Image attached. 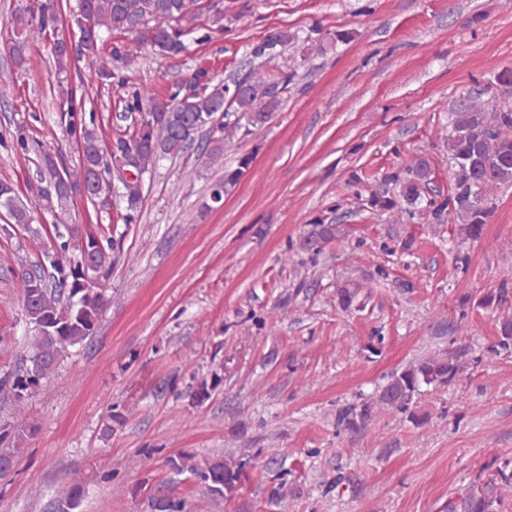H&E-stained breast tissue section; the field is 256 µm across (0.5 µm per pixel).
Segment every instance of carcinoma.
Segmentation results:
<instances>
[{
    "instance_id": "carcinoma-1",
    "label": "carcinoma",
    "mask_w": 512,
    "mask_h": 512,
    "mask_svg": "<svg viewBox=\"0 0 512 512\" xmlns=\"http://www.w3.org/2000/svg\"><path fill=\"white\" fill-rule=\"evenodd\" d=\"M193 2L78 0L73 14L79 16L88 41V45L80 46V52L89 59L98 57L102 31L107 30L131 34L127 42L112 47L111 59L117 63L128 61L144 44L163 56H178L186 50L184 37L196 20ZM35 19L38 34H55L63 22L62 0H41ZM290 41L288 33L279 31L253 44L250 55L254 59H274ZM50 55L62 102L67 104L62 113L76 135L80 166L69 169L58 150L38 151L37 197L51 210L64 209L80 197L105 208L117 198L123 205L126 224L133 222L142 207V179L122 178L121 190L117 191L110 180L96 174L98 166L114 164L122 168L133 164L139 173H149L161 158L185 150L204 129L209 133L205 150L216 161L224 155V136H232L240 127V123L230 122V117L245 118L252 126L264 124L281 109L294 81L292 72L278 70L257 76L249 71L229 84L212 87L205 73L199 71L168 96L140 85L121 102L126 112H145L146 120L125 128L109 147L97 128L79 120L73 107L75 91L64 87L71 73V47L56 37L52 39ZM447 146L454 166V195L448 202L459 214L466 236L477 239L491 214L490 195L512 183V110L490 112L482 94L467 97L452 111ZM407 172L412 178L403 185L402 196L415 200L420 189L430 184V166L420 159L408 165ZM0 207L7 210L13 223L30 227L28 209L6 180H0ZM335 232L334 224H316L302 247L317 251ZM47 237L53 242L54 260L44 254L42 261L23 264L19 269L21 281L35 279L40 284L32 294L22 292L23 309L33 331L29 355L22 369L0 378V396L13 400L19 414L24 412L26 398L56 372L68 348L96 336L99 315L108 299L101 288H90L85 280L106 276L116 262L115 239L101 225L83 233L54 224ZM458 371V365L449 357L422 360L395 375L375 400L341 410L336 423L352 431L366 424L378 408L405 412L422 386H446ZM167 464L177 474L188 472L199 477L211 492L224 497L242 485L246 467L242 459H224L201 467L189 454L171 457ZM487 468L491 469L488 477L448 504V512H497L502 492L512 488V457H496ZM58 494L56 512H73L82 488L74 481L61 486Z\"/></svg>"
}]
</instances>
